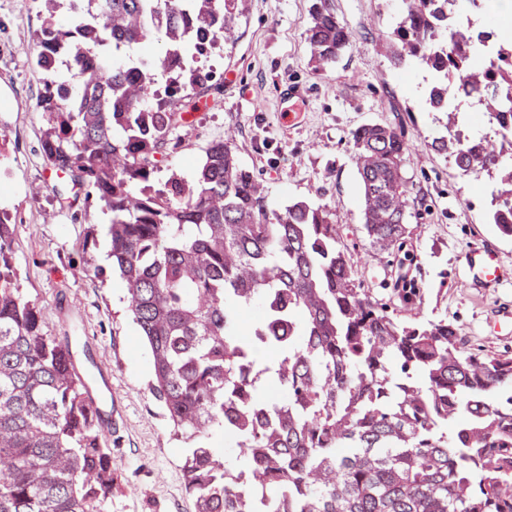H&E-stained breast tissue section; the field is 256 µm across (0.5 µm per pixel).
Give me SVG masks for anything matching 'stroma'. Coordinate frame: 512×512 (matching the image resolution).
<instances>
[{"label": "stroma", "instance_id": "stroma-1", "mask_svg": "<svg viewBox=\"0 0 512 512\" xmlns=\"http://www.w3.org/2000/svg\"><path fill=\"white\" fill-rule=\"evenodd\" d=\"M312 0H249L234 45L208 60L216 88L209 106L178 132L182 143L158 158L156 181L191 176L204 149L231 140L265 181L272 204L291 198L329 205L356 277L400 321L448 318L467 345L512 354V240L490 224L494 183L461 172L431 147L440 133L422 94L430 77L417 62L392 65L378 37L402 13V0H333L352 42L336 62L315 71L304 38ZM42 23L34 0H0V214L16 224L17 284L45 312V331L69 342L76 359L107 362L120 417L110 448L115 482L106 512H194L184 486V440L149 389L151 357L129 317L118 276L108 266L109 224L99 202L57 175L41 152L44 121L36 110L45 75L34 34ZM304 98L285 123L279 89ZM402 122L410 155L404 166L419 218L409 221L407 254L371 246L360 213V185L350 162L353 130ZM477 246L495 250L509 276L492 286L473 281L467 265ZM414 283L412 306L395 283Z\"/></svg>", "mask_w": 512, "mask_h": 512}]
</instances>
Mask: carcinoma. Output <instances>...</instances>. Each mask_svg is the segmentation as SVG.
Returning a JSON list of instances; mask_svg holds the SVG:
<instances>
[{"instance_id": "1", "label": "carcinoma", "mask_w": 512, "mask_h": 512, "mask_svg": "<svg viewBox=\"0 0 512 512\" xmlns=\"http://www.w3.org/2000/svg\"><path fill=\"white\" fill-rule=\"evenodd\" d=\"M45 18L37 100L42 154L111 215L108 259L151 354L150 391L192 446L185 490L195 512H512V357L467 347L445 318L396 321L356 280L335 213L298 199L272 207L226 141L191 178L151 185L152 160L180 145L213 72L200 65L235 40L248 0H37ZM449 0H405L379 40L391 62L435 74L431 146L464 173L494 176L490 220L512 238V166L503 140L465 137L448 78L476 111L507 121L512 67L480 62L448 30ZM305 35L315 71L350 31L315 0ZM156 40L151 59L125 50ZM164 105L152 106V99ZM370 243L409 235L404 132L351 133ZM14 225L0 219V512H104L112 460L69 342L16 285ZM263 317L247 324L254 305ZM235 436L232 456L211 447Z\"/></svg>"}]
</instances>
